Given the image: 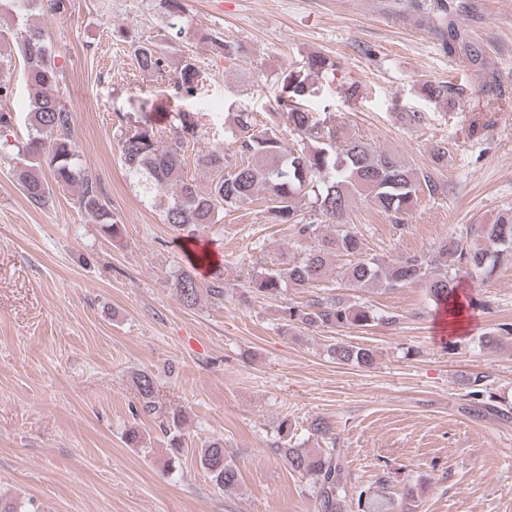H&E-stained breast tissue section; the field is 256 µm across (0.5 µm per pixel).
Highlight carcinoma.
I'll return each instance as SVG.
<instances>
[{
    "label": "carcinoma",
    "instance_id": "obj_1",
    "mask_svg": "<svg viewBox=\"0 0 512 512\" xmlns=\"http://www.w3.org/2000/svg\"><path fill=\"white\" fill-rule=\"evenodd\" d=\"M10 2L25 21L22 31L13 37L26 66L28 83L35 90L26 116L30 132L25 141L13 144L21 164L22 190L30 202L46 204L52 189L41 171L48 167L57 187H79L78 208L100 225L105 235L116 239L121 236V225L103 202L98 185L79 166L73 114L52 93L60 77L46 33L30 23V18L38 13H63L64 0ZM158 7L169 19V29L180 34L185 13L183 0H158ZM429 10L448 51H458L470 63H477L479 50L448 10V0H433ZM211 50L230 62L245 56L242 45L219 36L211 38ZM134 53L142 72L163 71L164 56L156 44L140 43ZM11 68L12 59L0 53V98L13 95ZM333 71L334 62L324 56H311L303 65H291L281 71L277 110L296 137L290 147L283 144L278 128L258 130L252 113L245 109L235 112L230 142L197 156L198 166L209 174L204 188L184 171L185 148L199 143L203 136L198 113H163L168 125L164 137L159 135L153 107H141L134 121L118 115V145L123 163L128 172L148 185L167 191L166 223L192 233L216 223L219 212L251 203L262 192L271 223L293 228L297 256L283 258L253 273L245 283L226 281L224 268H216L207 288L209 295L222 301L235 294L246 303L255 296L276 299L288 286L323 289L333 260L344 256L349 262L340 266L336 275L351 286L390 289L422 284L429 300L438 307L453 296L454 281L459 275L476 281L490 278L498 268L500 255L512 252V208L499 213L490 224L462 228L426 253L406 254L390 261L368 254L363 239L346 222L355 196L368 199L392 223L404 224L421 198H438L447 193V185L429 172L413 168L399 154L378 150L348 134L336 118H318L305 109L303 102L319 93V76ZM203 79L195 59L182 57L173 78L175 95H193ZM300 197L309 199V210L296 206ZM324 224L334 225L332 232H324ZM196 270L197 262L190 261L173 283L179 300L189 308L200 297ZM281 318L285 327L307 329L396 323L394 315L377 313L336 294H319L302 305H285ZM511 337L512 323H501L480 337L479 344L493 349ZM327 352L341 364L370 368L376 361L372 349L342 342L329 345ZM485 380L482 372L461 376V385L469 388V413L477 418L492 412L502 419L509 418L508 411L485 397ZM133 384V415L158 419L169 432L167 467L174 468L192 455L215 488L224 491L238 486L239 468L226 455L224 440L217 438L199 448L189 447L181 415L167 411L160 402L155 375L141 370L133 377ZM310 431L313 436L329 441L331 448L314 451L290 444L285 419L273 450L289 469L310 478L315 512H353L355 508L358 512H392L391 499L372 495L368 490L358 492L348 481L343 457L334 448L336 436L329 422L316 418L310 423Z\"/></svg>",
    "mask_w": 512,
    "mask_h": 512
}]
</instances>
